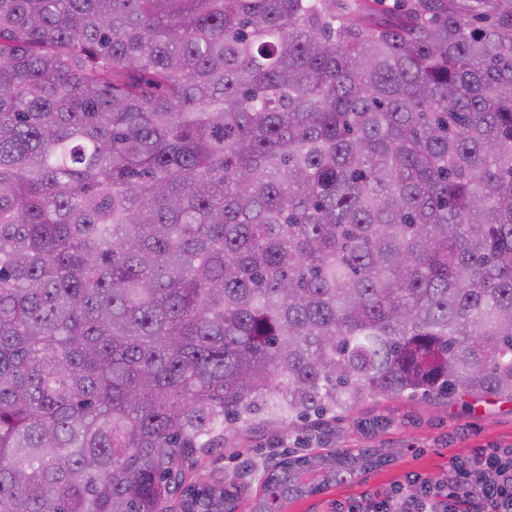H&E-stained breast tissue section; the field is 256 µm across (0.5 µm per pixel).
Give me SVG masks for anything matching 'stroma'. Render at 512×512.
Instances as JSON below:
<instances>
[{"label": "stroma", "mask_w": 512, "mask_h": 512, "mask_svg": "<svg viewBox=\"0 0 512 512\" xmlns=\"http://www.w3.org/2000/svg\"><path fill=\"white\" fill-rule=\"evenodd\" d=\"M389 416L393 424L369 436L362 418ZM512 448V402L465 397L456 401L375 399L349 417L319 428L298 421L276 430L248 429L228 439L195 468L194 477L224 479L244 487L237 512H252L268 468L279 458L302 455L314 448H392L388 466L338 482L313 495L288 501L283 512H334L337 504L371 497L403 484L407 474L438 481L456 458L476 448Z\"/></svg>", "instance_id": "stroma-1"}]
</instances>
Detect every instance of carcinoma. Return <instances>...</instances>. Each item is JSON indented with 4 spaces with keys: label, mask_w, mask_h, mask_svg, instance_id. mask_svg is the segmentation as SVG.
<instances>
[{
    "label": "carcinoma",
    "mask_w": 512,
    "mask_h": 512,
    "mask_svg": "<svg viewBox=\"0 0 512 512\" xmlns=\"http://www.w3.org/2000/svg\"><path fill=\"white\" fill-rule=\"evenodd\" d=\"M382 2L0 0V512H234L184 463L241 429L512 401V0Z\"/></svg>",
    "instance_id": "cac0c4a2"
}]
</instances>
